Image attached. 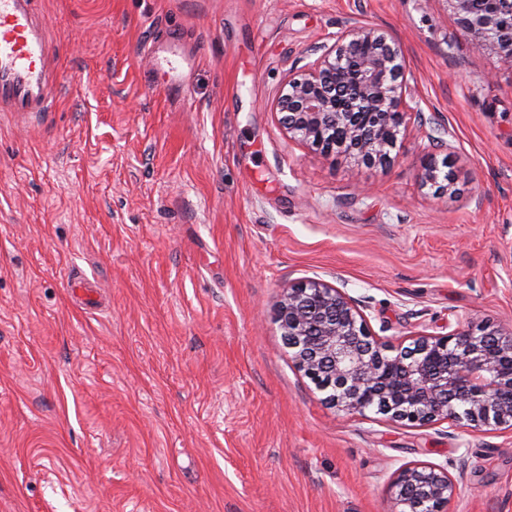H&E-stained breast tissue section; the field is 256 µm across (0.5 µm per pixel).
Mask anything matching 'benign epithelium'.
<instances>
[{"mask_svg": "<svg viewBox=\"0 0 512 512\" xmlns=\"http://www.w3.org/2000/svg\"><path fill=\"white\" fill-rule=\"evenodd\" d=\"M463 35L478 51L512 70V24L502 13L512 0H446ZM272 111L288 137L325 157L383 165L400 142L408 115L422 116L407 92V63L386 32L354 22L322 53L288 74ZM448 161L434 159L420 185L446 193ZM277 319L298 370L324 402L352 414L369 409L407 427L448 423L460 433L512 430V326L484 322L444 336L418 334L387 346L341 289L321 280L288 289ZM402 512H444L455 492L448 471L432 464L401 467L390 485Z\"/></svg>", "mask_w": 512, "mask_h": 512, "instance_id": "benign-epithelium-1", "label": "benign epithelium"}]
</instances>
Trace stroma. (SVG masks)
I'll return each instance as SVG.
<instances>
[{"instance_id": "obj_1", "label": "stroma", "mask_w": 512, "mask_h": 512, "mask_svg": "<svg viewBox=\"0 0 512 512\" xmlns=\"http://www.w3.org/2000/svg\"><path fill=\"white\" fill-rule=\"evenodd\" d=\"M36 8L62 84L0 114V512H392L413 463L455 480L445 512H512V433L338 412L276 319L319 279L390 346L512 323V71L446 0ZM354 22L399 41L445 144L412 119L370 167L285 133L283 80ZM170 34L195 64L165 94ZM431 156L448 194L418 181Z\"/></svg>"}]
</instances>
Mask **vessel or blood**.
I'll return each instance as SVG.
<instances>
[{
	"label": "vessel or blood",
	"mask_w": 512,
	"mask_h": 512,
	"mask_svg": "<svg viewBox=\"0 0 512 512\" xmlns=\"http://www.w3.org/2000/svg\"><path fill=\"white\" fill-rule=\"evenodd\" d=\"M170 41L153 50L157 68L178 79L187 57ZM49 32L36 19L35 0H0V112L48 111L61 76Z\"/></svg>",
	"instance_id": "obj_1"
}]
</instances>
